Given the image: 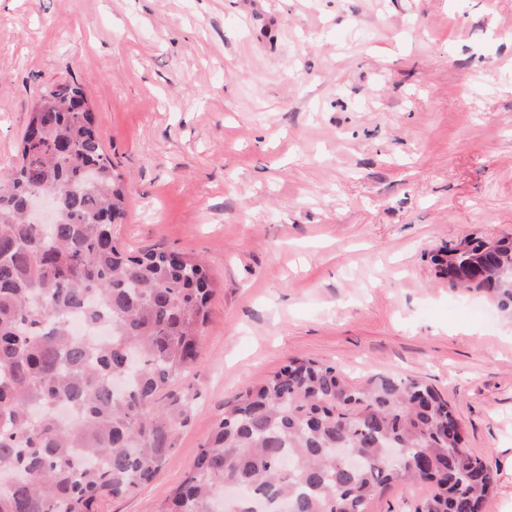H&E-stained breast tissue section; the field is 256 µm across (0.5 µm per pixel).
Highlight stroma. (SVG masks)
<instances>
[{
	"label": "stroma",
	"instance_id": "stroma-1",
	"mask_svg": "<svg viewBox=\"0 0 512 512\" xmlns=\"http://www.w3.org/2000/svg\"><path fill=\"white\" fill-rule=\"evenodd\" d=\"M79 83L131 185L128 249L216 293L175 393L161 512L234 397L304 354L432 384L512 507V317L432 257L512 235V0H0V181L43 87Z\"/></svg>",
	"mask_w": 512,
	"mask_h": 512
}]
</instances>
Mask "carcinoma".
<instances>
[{"instance_id":"1","label":"carcinoma","mask_w":512,"mask_h":512,"mask_svg":"<svg viewBox=\"0 0 512 512\" xmlns=\"http://www.w3.org/2000/svg\"><path fill=\"white\" fill-rule=\"evenodd\" d=\"M22 137L18 177L0 184V512H99L152 480L194 412L169 388L191 372L215 281L163 248L114 237L129 184L106 155L88 103L44 88ZM53 192L56 221L25 200ZM433 262L448 288H476L512 313V240L478 238ZM82 317L90 333L76 337ZM466 426L421 380L292 357L239 394L163 512H368L393 483L415 512H480L496 478L465 446ZM360 459L351 469L333 453ZM239 495L224 498V489Z\"/></svg>"}]
</instances>
